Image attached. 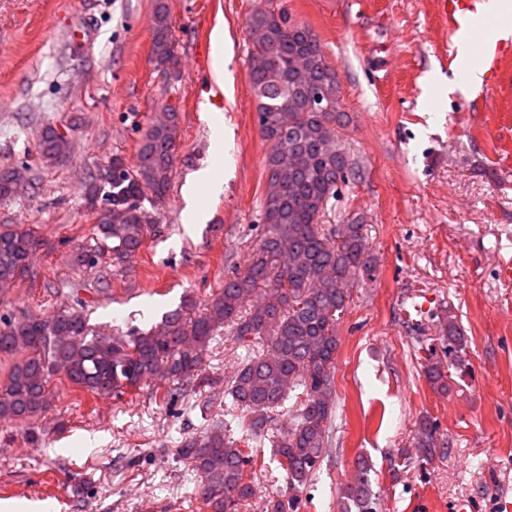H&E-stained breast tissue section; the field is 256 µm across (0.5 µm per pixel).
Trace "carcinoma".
Segmentation results:
<instances>
[{
	"label": "carcinoma",
	"instance_id": "carcinoma-1",
	"mask_svg": "<svg viewBox=\"0 0 512 512\" xmlns=\"http://www.w3.org/2000/svg\"><path fill=\"white\" fill-rule=\"evenodd\" d=\"M247 30L253 46L249 81L259 132L269 146L257 253L243 271L224 278L205 312L186 318L191 304L186 297L158 325L125 337L91 334L81 302L47 317L4 321L0 354L22 358L0 386V420L27 421L45 413L54 398L52 377L59 374L98 397H118L151 383L154 399L161 401L169 397L166 382L181 381L187 392L208 393L209 404L224 400L226 416L175 449L199 478L192 495L210 512H243L257 495L254 475L265 467L252 441L264 437L288 484V492L266 500L265 512H300L299 493L322 468L336 417L337 316L350 301V287L372 278L376 266L363 217L321 224L339 185L357 171L344 139L345 113L336 111V69L319 36L287 11L266 7L250 13ZM151 59L165 72L178 64L168 0L154 3ZM179 125L180 113H158L141 134L133 165L116 156L112 182L90 176L91 203L108 187L95 234L115 265L132 257L155 231L157 219L144 202L164 197L170 187ZM39 148L50 161L71 150L51 126L43 130ZM39 245L31 230L0 224L1 291L29 274ZM72 259L79 267H94L96 250L82 247ZM441 322L450 366L461 379L470 372L467 340L449 312ZM223 328L244 348L225 379L202 372L206 351ZM424 376L433 390L450 392L448 370L440 363L426 366ZM286 410L289 420L283 425L279 417ZM438 429L429 417L420 418L415 447L421 460L441 452ZM358 470L342 489L341 512H376L364 462Z\"/></svg>",
	"mask_w": 512,
	"mask_h": 512
}]
</instances>
